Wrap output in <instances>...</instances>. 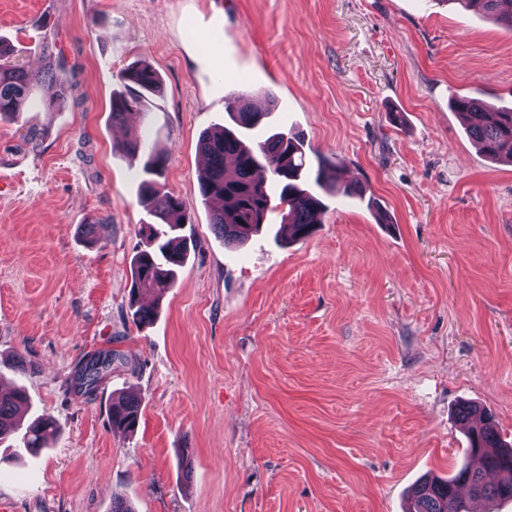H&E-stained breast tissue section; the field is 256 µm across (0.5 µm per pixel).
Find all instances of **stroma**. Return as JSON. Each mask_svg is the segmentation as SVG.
I'll return each instance as SVG.
<instances>
[{"label": "stroma", "instance_id": "stroma-1", "mask_svg": "<svg viewBox=\"0 0 512 512\" xmlns=\"http://www.w3.org/2000/svg\"><path fill=\"white\" fill-rule=\"evenodd\" d=\"M25 63L61 52L73 97L0 120V354L60 436L0 445L9 512H406L411 488L468 461L458 408L512 440V165L486 158L455 96L512 107V30L447 0H0ZM162 79L143 124L193 247L145 328L127 315L140 177L110 101L136 60ZM362 198L326 196L313 234L279 216L240 245L210 226L202 132L229 91ZM403 117L393 125L390 113ZM95 225L96 244L83 228ZM123 355L95 400L67 392L88 354ZM134 435L112 430L120 393ZM141 401L132 395L113 400L108 408V420L112 430L133 433L140 419Z\"/></svg>", "mask_w": 512, "mask_h": 512}]
</instances>
